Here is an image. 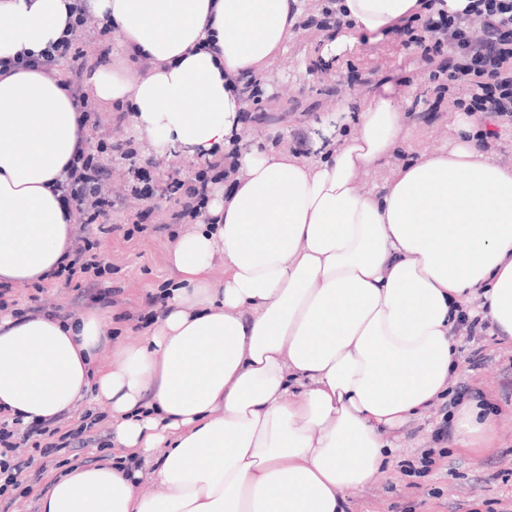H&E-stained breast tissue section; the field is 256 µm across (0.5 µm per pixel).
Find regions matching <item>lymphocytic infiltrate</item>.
I'll list each match as a JSON object with an SVG mask.
<instances>
[{
    "label": "lymphocytic infiltrate",
    "mask_w": 512,
    "mask_h": 512,
    "mask_svg": "<svg viewBox=\"0 0 512 512\" xmlns=\"http://www.w3.org/2000/svg\"><path fill=\"white\" fill-rule=\"evenodd\" d=\"M74 16L63 37L48 45L38 56L0 58V73L35 70L53 77L60 62H68L63 86L74 102L82 126L99 124L97 111L83 84L85 53L78 44L96 25L89 16L86 0H75ZM396 32L406 45L414 47L419 61L429 72L432 94L423 99L425 111H440L443 105L468 113L488 114L500 124L512 125V0H469L461 12L446 9L444 0H424L420 13L405 19ZM239 138L231 136L228 150L213 152L205 168L190 181L172 180L163 188L176 197L180 209L175 221L197 220L207 209L215 185L227 182L239 169ZM132 157V142L113 146L98 144L82 148L69 161V174L61 187V203L72 216L75 231L63 263L53 271L55 279L85 293L88 276H101L107 264L90 258L94 248L90 225L106 226L110 215L128 196L144 202L136 214L137 224H145L152 212L153 179L148 170H134L126 195L110 192L107 185L106 150ZM86 425L63 427L51 421L18 432L13 422L0 418V496L17 486L30 468L46 471L55 455L68 448L84 446Z\"/></svg>",
    "instance_id": "lymphocytic-infiltrate-1"
}]
</instances>
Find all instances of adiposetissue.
Here are the masks:
<instances>
[{
	"label": "adipose tissue",
	"instance_id": "adipose-tissue-1",
	"mask_svg": "<svg viewBox=\"0 0 512 512\" xmlns=\"http://www.w3.org/2000/svg\"><path fill=\"white\" fill-rule=\"evenodd\" d=\"M73 2L0 0V57L59 39ZM341 5L348 26L320 49L329 63L420 0ZM90 6L111 19L123 57L119 71L92 72L94 97L130 101L138 131L193 159L236 130L244 104L231 81L270 72L302 0ZM405 118L383 94L356 135L319 140L318 158L244 149L211 224L173 246L157 329L98 372L109 333L97 313L0 317L1 413L60 420L91 391L119 444L162 453V495L141 494L127 469L75 466L42 512H343L345 493L385 465L387 432L447 391L461 305L481 295L512 342V168L480 150L469 114L454 144L361 192L356 175L395 153ZM86 141L57 80L0 75V280L26 285L57 266L72 230L58 185Z\"/></svg>",
	"mask_w": 512,
	"mask_h": 512
}]
</instances>
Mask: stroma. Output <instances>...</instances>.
I'll return each mask as SVG.
<instances>
[{
	"instance_id": "obj_1",
	"label": "stroma",
	"mask_w": 512,
	"mask_h": 512,
	"mask_svg": "<svg viewBox=\"0 0 512 512\" xmlns=\"http://www.w3.org/2000/svg\"><path fill=\"white\" fill-rule=\"evenodd\" d=\"M321 42L309 34H295L288 39V50L274 63L268 93L272 103L261 104L264 121L242 128L247 144L268 149L288 150L290 133L295 126L313 131L315 123L336 119L338 131L350 135L358 126L354 112L336 113L335 103L326 92L335 85L349 67L374 75V84L358 95L356 104L365 106L391 87L401 108H409L416 95L426 91L427 74L416 63L414 50L404 46L400 36L388 33L377 40L361 38L352 52L334 63L323 76L310 74L308 63L319 55ZM411 84H402L403 76ZM100 126L88 130L89 146L99 141L109 143L133 141L137 165L152 166L160 180L176 177L187 181L198 169L177 148L157 151L148 134L133 125L129 103L98 105ZM459 113L449 110L435 119L425 120L421 114L408 117L401 135L399 154L389 163L372 167L358 176L362 190L370 191L390 180L402 163L414 162L420 152L454 143L458 136ZM151 222L144 232L132 240L113 233L99 235V250L112 270L96 279L99 288L113 291L111 302H91L77 299L75 291L61 281H44L41 302L58 306L79 316L93 310L104 317L112 331V343L96 356V364L110 361L113 346L134 345L149 335L139 318L150 311L151 299L167 293L175 281L169 265V252L184 234L196 228L195 222L175 223L172 214L177 209L174 200L156 196ZM458 365L449 378L447 393L424 413L407 420L397 430L396 447L387 465L357 491L347 495L344 512H512V343L501 341L495 333L478 342L459 341ZM477 402L483 415L495 425L490 448L466 451L454 445L450 438L440 437L442 427L454 424L458 405ZM101 415L102 421L91 428L90 443L83 448H69L60 461L73 467L98 456L100 445L111 448L113 456H123L117 446L108 420L106 405L87 394L66 421L78 425L85 411ZM431 454L433 464L423 468L421 459ZM58 469L40 473L29 470L18 488L0 497V512H40V498L49 487Z\"/></svg>"
}]
</instances>
